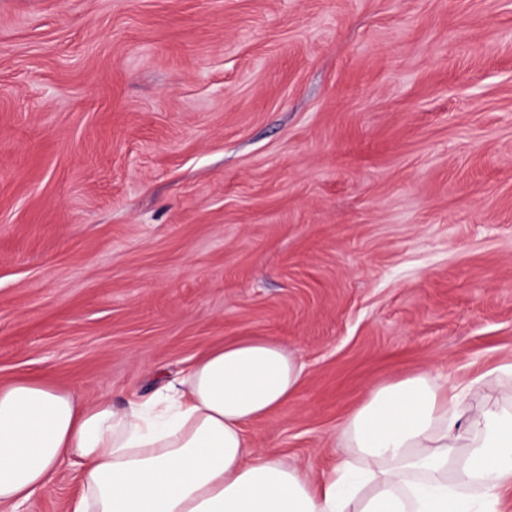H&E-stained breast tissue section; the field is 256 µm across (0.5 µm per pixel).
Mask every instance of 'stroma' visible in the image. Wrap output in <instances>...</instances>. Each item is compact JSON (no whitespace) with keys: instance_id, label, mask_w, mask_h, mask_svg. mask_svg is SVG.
<instances>
[{"instance_id":"1","label":"stroma","mask_w":512,"mask_h":512,"mask_svg":"<svg viewBox=\"0 0 512 512\" xmlns=\"http://www.w3.org/2000/svg\"><path fill=\"white\" fill-rule=\"evenodd\" d=\"M245 336L316 474L374 389L512 364V0H0V384L121 407Z\"/></svg>"}]
</instances>
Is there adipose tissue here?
Masks as SVG:
<instances>
[{"mask_svg": "<svg viewBox=\"0 0 512 512\" xmlns=\"http://www.w3.org/2000/svg\"><path fill=\"white\" fill-rule=\"evenodd\" d=\"M302 379L286 346L251 337L121 408L39 378L0 385V505L48 491L66 465L83 487L72 512H502L512 406H473L429 372L380 387L344 420L346 457L315 480L246 435Z\"/></svg>", "mask_w": 512, "mask_h": 512, "instance_id": "obj_1", "label": "adipose tissue"}]
</instances>
